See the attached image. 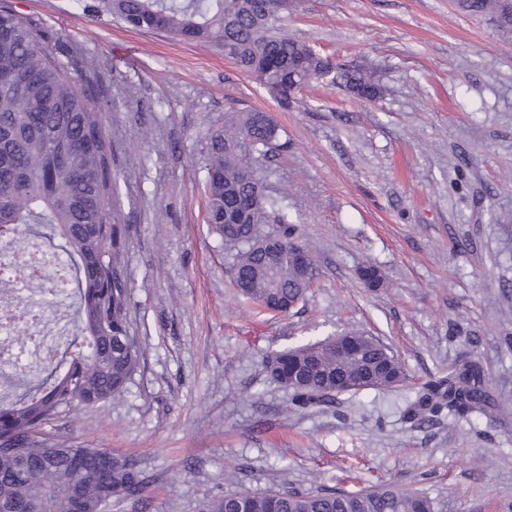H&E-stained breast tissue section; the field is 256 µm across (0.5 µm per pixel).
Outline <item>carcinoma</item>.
Masks as SVG:
<instances>
[{
	"instance_id": "obj_1",
	"label": "carcinoma",
	"mask_w": 512,
	"mask_h": 512,
	"mask_svg": "<svg viewBox=\"0 0 512 512\" xmlns=\"http://www.w3.org/2000/svg\"><path fill=\"white\" fill-rule=\"evenodd\" d=\"M288 6L289 0H98L97 12L134 30H164L215 46L261 86L279 89L284 103L311 82L365 98L382 92L367 71H338L329 57L282 33ZM463 7L512 28L505 0H463ZM49 39L40 22L0 0V247L27 234L60 239L55 249L74 284V328L86 348L46 365L52 378L47 387L32 383L25 367L9 376L22 393L0 403V512H105L108 496L141 498L147 477L138 460L53 443L43 427L61 409L79 417L122 393L140 364L141 347L129 319L122 264L127 242L114 216L117 180L106 115L93 81L74 77L46 54ZM277 132L254 121L252 111L236 110L211 134L206 223L224 240L237 292L264 311L288 314L305 300L316 264L279 199L255 197L252 179L263 182L264 173L245 170L255 155L277 149ZM263 224L271 249L260 251L253 235ZM14 312V336L22 341L28 306L18 299ZM344 337L357 345L326 339L277 351L265 361L268 378L289 390L290 410L402 381L399 364L379 342L357 333ZM480 382L476 369L449 373L419 394L409 418L485 414L489 399ZM238 483V475L225 476L224 493L201 512H435L426 494L392 487L253 493Z\"/></svg>"
}]
</instances>
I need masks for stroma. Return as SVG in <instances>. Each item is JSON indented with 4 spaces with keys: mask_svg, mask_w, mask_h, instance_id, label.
I'll return each instance as SVG.
<instances>
[{
    "mask_svg": "<svg viewBox=\"0 0 512 512\" xmlns=\"http://www.w3.org/2000/svg\"><path fill=\"white\" fill-rule=\"evenodd\" d=\"M14 2L49 29L48 53L99 75L112 140L140 366L83 420L64 411L44 428L139 460L143 502L108 512H200L240 467L251 492L390 484L436 512H512V32L462 0H293L283 32L383 92L315 87L284 108L214 48L129 29L96 0ZM232 107L277 124L268 191L318 268L286 315L236 294L206 222L207 139ZM347 332L392 351L404 382L354 407L289 411L267 357ZM469 361L489 415L405 418L423 386Z\"/></svg>",
    "mask_w": 512,
    "mask_h": 512,
    "instance_id": "35a3bbf8",
    "label": "stroma"
}]
</instances>
